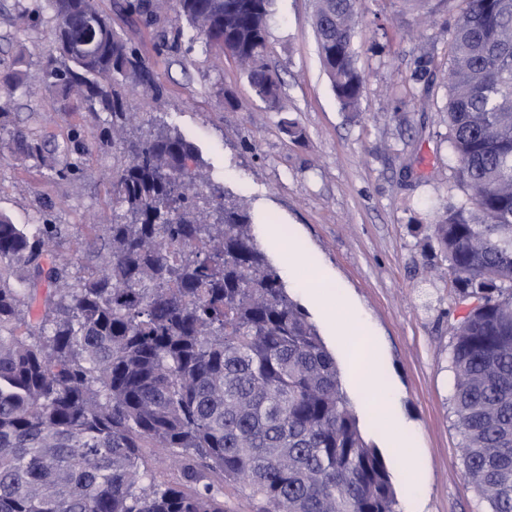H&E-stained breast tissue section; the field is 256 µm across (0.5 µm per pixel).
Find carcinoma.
Returning a JSON list of instances; mask_svg holds the SVG:
<instances>
[{"label": "carcinoma", "mask_w": 512, "mask_h": 512, "mask_svg": "<svg viewBox=\"0 0 512 512\" xmlns=\"http://www.w3.org/2000/svg\"><path fill=\"white\" fill-rule=\"evenodd\" d=\"M458 2L448 24V167L465 197L426 237L460 298L452 402L464 473L492 512H512V0ZM273 0H176L187 29L229 53L256 96L287 109L266 58ZM321 62L342 111L360 112L359 0H317ZM39 53L64 112L106 114L128 157L112 176L97 267L70 288L59 224L0 213V512H224V483L261 512H399L386 460L366 440L336 359L260 249L244 199L203 171L174 127L132 131L121 88L148 62L98 0H47ZM128 8L159 21L154 0ZM28 53L0 71L23 88ZM17 152L55 170L42 145ZM47 285L40 315L31 312ZM143 448L177 478L157 479Z\"/></svg>", "instance_id": "cac0c4a2"}]
</instances>
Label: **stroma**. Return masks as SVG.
I'll return each mask as SVG.
<instances>
[{"label": "stroma", "instance_id": "1", "mask_svg": "<svg viewBox=\"0 0 512 512\" xmlns=\"http://www.w3.org/2000/svg\"><path fill=\"white\" fill-rule=\"evenodd\" d=\"M20 5L31 17L24 29L14 24ZM99 5L153 72L154 89L126 87L130 110L176 127L212 181L247 201L258 243L308 311L363 432L387 461L401 512H491L464 475L451 405L453 330L467 309L447 262L422 249L462 194L448 168L446 6L361 0L354 48L366 82L353 117L321 66L316 0L272 3L267 60L283 78L284 112L256 97L233 58L162 38L126 0ZM53 43L45 0H0V70L23 48ZM425 53L433 62L418 80L414 61ZM25 83L0 129V211L17 224L63 225L58 251L78 271L91 253L74 244L88 238L92 217L111 221L110 176L125 157L103 145L104 117L62 111L43 93L40 66L26 67ZM291 122L302 138L288 135ZM16 129L66 175L14 155ZM274 224L284 244L272 239ZM360 359L372 367V390L356 382ZM400 440L415 448L412 463L393 454Z\"/></svg>", "mask_w": 512, "mask_h": 512}]
</instances>
